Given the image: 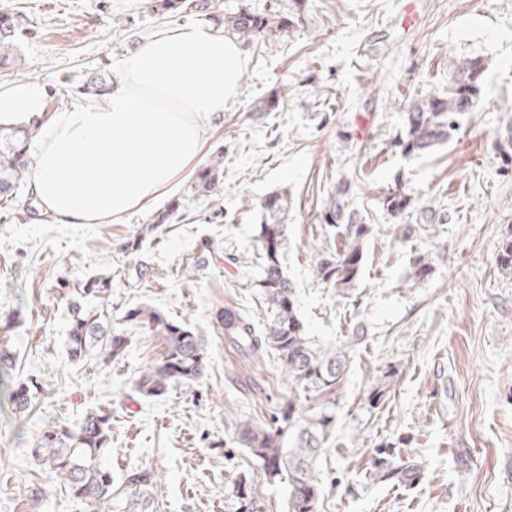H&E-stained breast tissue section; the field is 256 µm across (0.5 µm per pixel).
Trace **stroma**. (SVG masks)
<instances>
[{
    "label": "stroma",
    "instance_id": "stroma-1",
    "mask_svg": "<svg viewBox=\"0 0 512 512\" xmlns=\"http://www.w3.org/2000/svg\"><path fill=\"white\" fill-rule=\"evenodd\" d=\"M414 5L417 19L402 17ZM248 7L288 13L291 0H208L186 15L159 14L151 0H0L25 18L22 65L0 84L40 74L46 107L89 103L81 87L115 82L120 60L156 30ZM239 91L202 120V158L224 155V184L193 197V171L152 207L117 224H51L29 185L0 205V325L17 354L12 378L40 391L26 418H14L0 384V512H88L30 453L46 425L74 424L96 406L112 410L106 464L114 478L152 468L162 481L153 512H235L232 490L248 484L265 512H287L285 484L271 481L236 441L243 418L267 423L288 401L276 355L247 358L224 338L216 314L231 306L256 330L270 319L255 281L257 203L288 190L284 267L314 348L358 332L336 403L327 458L318 469L319 512H512V276L495 258L512 236V171L501 168L496 130L512 117V0H305L300 21L245 45ZM483 56L480 103L454 138L434 151L402 156L393 145L421 93L448 88L453 59ZM285 89L261 114L254 103ZM368 149L358 153L357 143ZM442 224L404 220L379 200L397 174ZM374 233L362 273L343 299L317 279L313 255L326 240L320 217L339 183ZM180 222L141 253L127 241L171 199ZM428 255V280L407 279L411 258ZM156 277L137 282L139 262ZM195 273H187V263ZM112 276L109 312L144 304L189 324L208 354L204 376L157 398L134 385L163 353L159 340L129 330L123 357L69 363V301L63 282ZM381 393L371 407L372 393ZM408 441L421 479L398 489L375 480L376 445Z\"/></svg>",
    "mask_w": 512,
    "mask_h": 512
}]
</instances>
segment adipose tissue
<instances>
[{"instance_id":"ef3b65f1","label":"adipose tissue","mask_w":512,"mask_h":512,"mask_svg":"<svg viewBox=\"0 0 512 512\" xmlns=\"http://www.w3.org/2000/svg\"><path fill=\"white\" fill-rule=\"evenodd\" d=\"M246 68L239 44L210 23L159 30L119 63L99 103L48 120L30 189L55 224H112L144 210L200 157L202 117L236 96ZM41 75L0 86V124L42 115Z\"/></svg>"}]
</instances>
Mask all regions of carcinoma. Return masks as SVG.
<instances>
[{"label":"carcinoma","instance_id":"obj_1","mask_svg":"<svg viewBox=\"0 0 512 512\" xmlns=\"http://www.w3.org/2000/svg\"><path fill=\"white\" fill-rule=\"evenodd\" d=\"M196 0H155L157 12H175L195 7ZM22 18L18 14L0 13V68L20 65L18 53ZM224 31L243 41L258 39L276 31H285L292 20L249 9L227 13L222 18ZM485 59L480 56L454 60L448 70V90L427 92L412 100L406 113L404 132L395 147L404 156L422 155L447 143L459 129V119L476 111L481 94ZM39 124L0 125V202L16 197L32 163L31 142ZM496 145L499 158L512 166V121L498 128ZM224 177V154L212 155L192 181V194L212 195ZM349 187L339 184L329 195L322 223L340 229L341 240L328 238L316 250L313 268L316 277L336 290L338 296L349 298V290L360 278L364 250L371 236L372 225L364 223L360 214L349 207L346 195ZM385 211L405 217L416 209L415 198L404 177L394 178V187L380 198ZM291 207L288 191H271L259 203L257 252L260 289L272 313L265 332L257 333L243 313L226 307L217 313L224 326V337L243 353L255 356L272 352L278 356L282 373L288 378L291 395L288 405L272 423L261 425L251 420L237 425V442L249 449L267 476L276 481L288 478V512H318L322 492L315 470L318 457L325 451L330 431L334 427L336 402L333 396L343 379L346 354L360 344V336H348L330 351L315 349L310 344L305 326L297 313L295 290L283 266L286 248V221ZM183 208L180 199H173L156 213L151 223L144 225L135 238L128 240L127 249L141 250L143 238L157 233L170 223L173 215ZM501 274L512 275V236L502 241L496 256ZM433 270L426 256L410 261L408 280L423 282ZM80 301L71 303L66 339V354L72 363H82L93 353L107 362L123 355L128 338L112 326L108 305L112 295V277L94 274L77 285ZM124 320L135 323L164 345L162 357L143 370L135 382L136 391L145 398L159 397L168 388L202 378L207 368V352L201 338L187 324L171 321L156 308L140 306L127 311ZM16 355L6 343L0 344V378L10 374ZM40 388L34 381L18 382L9 389V402L14 414L23 416L32 408ZM325 396L322 404L305 407L307 394ZM112 436V411L97 408L85 412L73 425L47 426L37 438L32 454L48 467L64 484L69 493L82 501L89 512H113L112 506H126L129 512H147L154 504L151 499L157 487V475L152 469L135 470L122 480L112 477L104 464ZM408 442L380 443L374 448L373 476L379 482L404 487L415 485L420 466L408 456ZM237 512H263L261 502L251 494L245 483L233 488Z\"/></svg>","mask_w":512,"mask_h":512}]
</instances>
